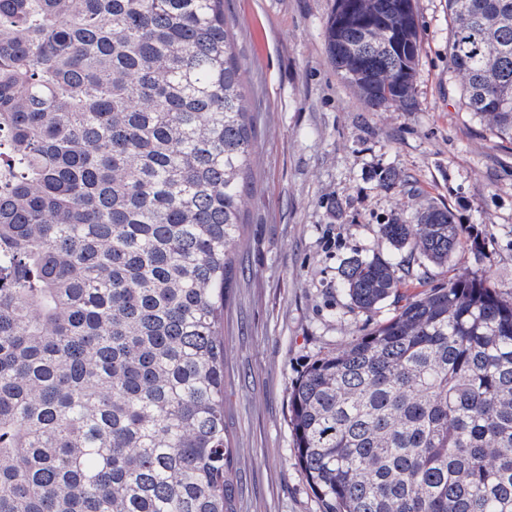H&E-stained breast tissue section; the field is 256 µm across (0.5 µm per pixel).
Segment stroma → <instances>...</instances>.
Segmentation results:
<instances>
[{
    "label": "stroma",
    "mask_w": 512,
    "mask_h": 512,
    "mask_svg": "<svg viewBox=\"0 0 512 512\" xmlns=\"http://www.w3.org/2000/svg\"><path fill=\"white\" fill-rule=\"evenodd\" d=\"M334 0H224L257 137L246 227L224 307V425L237 512H323L300 467L292 386L318 356L389 318L339 288L377 225L436 204L471 226L482 258L457 252L433 285L480 271L512 296V142L458 103L447 0H415L421 52L411 110L370 108L331 64ZM396 171L401 184L382 186Z\"/></svg>",
    "instance_id": "stroma-1"
}]
</instances>
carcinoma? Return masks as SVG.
<instances>
[{
	"mask_svg": "<svg viewBox=\"0 0 512 512\" xmlns=\"http://www.w3.org/2000/svg\"><path fill=\"white\" fill-rule=\"evenodd\" d=\"M463 105L512 141V0H447ZM329 60L413 104L414 0H335ZM256 128L224 0H0V512H235L224 427L233 247ZM341 291L392 317L292 386L324 512H512V298L427 205ZM414 281L424 290L406 294Z\"/></svg>",
	"mask_w": 512,
	"mask_h": 512,
	"instance_id": "cac0c4a2",
	"label": "carcinoma"
}]
</instances>
